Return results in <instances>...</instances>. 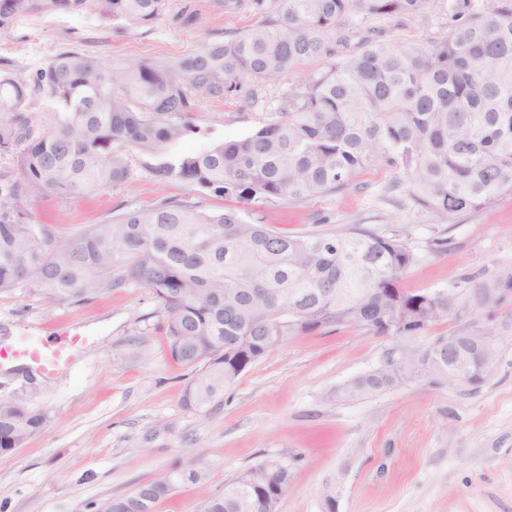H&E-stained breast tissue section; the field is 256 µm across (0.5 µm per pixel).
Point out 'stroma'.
I'll list each match as a JSON object with an SVG mask.
<instances>
[{"instance_id": "obj_1", "label": "stroma", "mask_w": 512, "mask_h": 512, "mask_svg": "<svg viewBox=\"0 0 512 512\" xmlns=\"http://www.w3.org/2000/svg\"><path fill=\"white\" fill-rule=\"evenodd\" d=\"M196 14L192 24L183 15ZM258 20L248 6L224 0H166L163 14L129 27L93 11L27 17L0 30V60L22 80L60 52L73 50L106 64H170L203 44L230 39ZM360 30L405 46L429 47L448 34V16L369 18ZM319 62L300 66L258 89L253 103L197 98L192 128L163 155L127 150L128 178L80 198L31 197L26 220L53 227L63 239L128 210L165 202L206 212L227 207L249 223L301 235L360 226L399 234L416 254L403 286L410 291L458 287L468 302L461 319L433 327L432 343L475 320L499 338L496 374L474 391L445 383L412 382L353 401L327 400L328 391L376 367L395 339L357 328H328L291 337L245 370L224 399L202 411L185 407L188 367L174 363L162 331L164 315L151 292L129 281L93 299L49 304L34 289L0 295V345L39 336L67 347L54 372L20 375L0 367V399L25 398L46 424L24 447L0 454V512H98L175 463L198 460L204 485H185L157 512H200L226 482L268 459L287 462L288 490L279 512H321V491L343 475L337 512H512V294L483 307L475 283H491L512 266V192L484 208L439 224L380 165L339 193L293 204L278 199L221 198L153 173L175 161L243 138L275 120L282 98ZM447 239L445 251L430 249ZM79 336L70 345L71 336Z\"/></svg>"}]
</instances>
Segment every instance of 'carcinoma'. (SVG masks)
I'll use <instances>...</instances> for the list:
<instances>
[{
	"instance_id": "cac0c4a2",
	"label": "carcinoma",
	"mask_w": 512,
	"mask_h": 512,
	"mask_svg": "<svg viewBox=\"0 0 512 512\" xmlns=\"http://www.w3.org/2000/svg\"><path fill=\"white\" fill-rule=\"evenodd\" d=\"M248 2L262 20L204 45L173 65L114 67L63 51L33 83L0 68V293L28 285L47 301L85 300L126 276L152 292L165 314L172 360L195 369L184 405L202 411L251 365L293 336L354 327L406 341L451 320L448 293L402 285L416 262L395 235L357 226L284 235L228 207L206 213L162 205L91 224L59 242L47 224L25 222L36 194L85 196L128 176L123 148L160 153L190 130L194 101L249 104L262 84L303 63L325 60L288 91L278 119L156 169L218 197L307 201L352 186L385 165L404 174L413 203L446 224L512 191V0H446L451 25L430 47L373 39L350 44L358 18L426 20L438 0H224ZM166 0H0V29L36 13L93 9L129 27L146 24ZM51 102L44 124L35 96ZM482 349L461 347L448 363V337L402 356L388 351L367 373L327 397L363 398L415 380L489 379ZM46 422L27 400H0V454L22 447ZM288 464L269 460L224 484L202 512H278ZM207 469L172 465L101 512H157L180 485H203Z\"/></svg>"
}]
</instances>
